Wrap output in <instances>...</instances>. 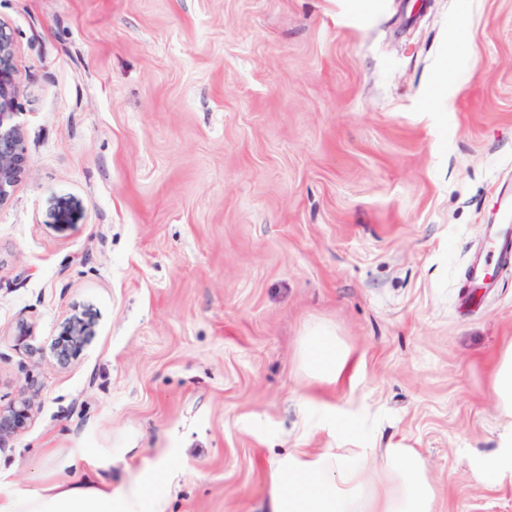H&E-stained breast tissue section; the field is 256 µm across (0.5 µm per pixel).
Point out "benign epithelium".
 <instances>
[{
    "instance_id": "obj_1",
    "label": "benign epithelium",
    "mask_w": 512,
    "mask_h": 512,
    "mask_svg": "<svg viewBox=\"0 0 512 512\" xmlns=\"http://www.w3.org/2000/svg\"><path fill=\"white\" fill-rule=\"evenodd\" d=\"M17 111V70L14 64L13 37L0 26V205L13 196L24 177L28 162L21 148V132L12 123ZM86 336L80 322L70 324L59 337L56 355L66 362L75 355ZM30 402L22 399L12 406L0 408V440L20 433L31 418Z\"/></svg>"
}]
</instances>
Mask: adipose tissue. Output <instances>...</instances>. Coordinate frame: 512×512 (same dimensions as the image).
I'll list each match as a JSON object with an SVG mask.
<instances>
[{
  "instance_id": "ef3b65f1",
  "label": "adipose tissue",
  "mask_w": 512,
  "mask_h": 512,
  "mask_svg": "<svg viewBox=\"0 0 512 512\" xmlns=\"http://www.w3.org/2000/svg\"><path fill=\"white\" fill-rule=\"evenodd\" d=\"M304 356L319 380L337 379L348 361L346 349L325 334L306 346ZM67 464L77 468L76 476L1 496L0 512H164L151 488L166 461L117 490L97 468H79L77 457ZM264 512H436V492L424 460L410 448L384 449L376 466L364 448L350 454L327 448L314 455L297 449L272 468Z\"/></svg>"
}]
</instances>
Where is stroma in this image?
<instances>
[{
  "label": "stroma",
  "mask_w": 512,
  "mask_h": 512,
  "mask_svg": "<svg viewBox=\"0 0 512 512\" xmlns=\"http://www.w3.org/2000/svg\"><path fill=\"white\" fill-rule=\"evenodd\" d=\"M0 26L29 164L0 206V407L33 405L0 488L163 457L166 512H262L293 449L402 443L437 512H512L511 479L472 476L512 264L458 306L512 187V0H0ZM322 329L334 382L303 362ZM86 336V328L81 322L70 324L64 336L59 337L56 345V355L59 360L66 362L75 355ZM305 360L312 377L319 380H336L346 367L348 352L336 339L318 334L305 348Z\"/></svg>",
  "instance_id": "stroma-1"
}]
</instances>
